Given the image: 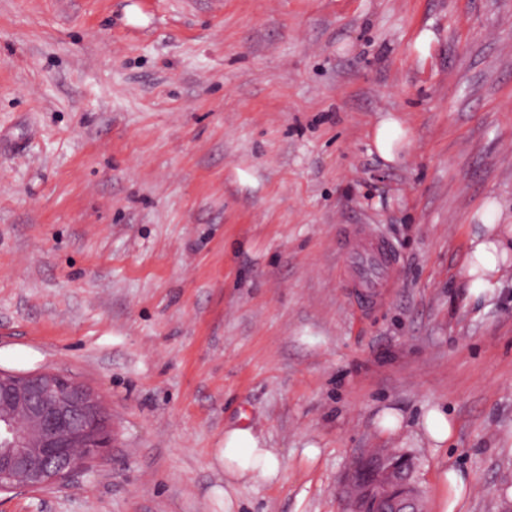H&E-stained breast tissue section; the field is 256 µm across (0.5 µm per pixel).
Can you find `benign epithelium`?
Segmentation results:
<instances>
[{"label":"benign epithelium","instance_id":"1","mask_svg":"<svg viewBox=\"0 0 512 512\" xmlns=\"http://www.w3.org/2000/svg\"><path fill=\"white\" fill-rule=\"evenodd\" d=\"M112 447V416L100 397L55 371L15 374L0 369V493L39 492L87 469ZM348 475L349 509L364 488L379 494L380 512H420L413 471L399 454L367 457Z\"/></svg>","mask_w":512,"mask_h":512}]
</instances>
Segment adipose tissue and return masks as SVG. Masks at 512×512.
I'll return each instance as SVG.
<instances>
[{
  "label": "adipose tissue",
  "mask_w": 512,
  "mask_h": 512,
  "mask_svg": "<svg viewBox=\"0 0 512 512\" xmlns=\"http://www.w3.org/2000/svg\"><path fill=\"white\" fill-rule=\"evenodd\" d=\"M374 144L381 158L396 162L409 145V131L398 117L386 116L375 128ZM481 211L483 222L470 236L463 270L465 286L474 297L492 295L512 268V225L500 223L496 203L485 202ZM215 458L224 468L228 489L243 481L273 479L280 470L277 454L245 424L225 428L224 446Z\"/></svg>",
  "instance_id": "adipose-tissue-1"
}]
</instances>
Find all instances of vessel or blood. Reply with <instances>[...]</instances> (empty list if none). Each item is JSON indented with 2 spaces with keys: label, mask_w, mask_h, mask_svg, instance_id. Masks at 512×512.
<instances>
[{
  "label": "vessel or blood",
  "mask_w": 512,
  "mask_h": 512,
  "mask_svg": "<svg viewBox=\"0 0 512 512\" xmlns=\"http://www.w3.org/2000/svg\"><path fill=\"white\" fill-rule=\"evenodd\" d=\"M397 269V255L385 240L366 225L348 227L340 248V270L354 301L364 308L377 305L392 287Z\"/></svg>",
  "instance_id": "obj_1"
}]
</instances>
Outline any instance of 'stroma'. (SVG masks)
I'll list each match as a JSON object with an SVG mask.
<instances>
[{"mask_svg":"<svg viewBox=\"0 0 512 512\" xmlns=\"http://www.w3.org/2000/svg\"><path fill=\"white\" fill-rule=\"evenodd\" d=\"M487 200L512 224V0H0V368L112 415L103 460L0 512H224L237 423L282 469L235 512H345L370 448L413 458L426 512H505L512 273L461 281ZM351 224L399 257L370 311ZM374 144L381 158L396 162L409 145V130L397 116L388 115L375 127ZM426 440L440 448L445 444L451 435V424L448 420V413L440 409L429 410L420 423Z\"/></svg>","mask_w":512,"mask_h":512,"instance_id":"35a3bbf8","label":"stroma"}]
</instances>
